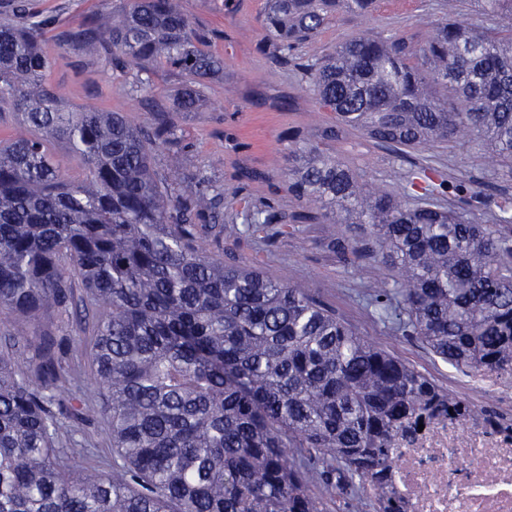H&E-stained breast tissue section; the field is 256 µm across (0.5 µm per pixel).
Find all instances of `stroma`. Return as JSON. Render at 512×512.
I'll use <instances>...</instances> for the list:
<instances>
[{
	"mask_svg": "<svg viewBox=\"0 0 512 512\" xmlns=\"http://www.w3.org/2000/svg\"><path fill=\"white\" fill-rule=\"evenodd\" d=\"M30 2L36 18L51 21L44 43L45 51L55 59L49 80L64 88L74 105L120 112L136 124L151 121L153 104L166 107L167 120L185 149L187 170L201 192L215 200L226 223L243 224L238 200L244 195L256 208L268 203L291 217L307 213V206L289 194L282 175L299 144L320 147L390 195L400 191L395 172L423 164L436 167L449 186L437 198L441 206L460 207L453 192L459 183L512 203V173L496 165L481 143L461 148L431 146L405 154L374 142L356 128L346 127L337 138H325V130L336 123L334 113L316 104L306 79L275 63L263 49L267 40L265 0H183L195 28L206 36L208 49L224 60L223 71L209 80L192 112L175 107L184 81L177 72L165 68L150 71L154 100L148 103L131 90L134 72L106 70L95 53L59 47L57 34L90 15L98 0ZM447 16L445 0H377L370 12L341 14L316 43L303 45L300 53L309 57L365 33L423 39ZM335 232L359 243L366 238L364 225L333 228L314 220L296 224L291 233L269 238L220 239L212 234L205 247L225 263L256 262L280 283L309 287L339 319L374 345L409 363L443 390L452 391L450 364L409 332L383 323L369 303L371 285L393 281V268L369 258L351 266L343 264L329 245ZM48 330L54 333L56 352L70 364L65 376L52 384V391L62 396L71 389L81 390L90 407L82 425L86 449L75 454L71 463L90 473L106 469L112 463V447L104 436L105 420L89 380L86 350L75 343L79 326L74 321L58 322L52 313L31 320V339Z\"/></svg>",
	"mask_w": 512,
	"mask_h": 512,
	"instance_id": "1",
	"label": "stroma"
}]
</instances>
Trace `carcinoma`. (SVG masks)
<instances>
[{"mask_svg":"<svg viewBox=\"0 0 512 512\" xmlns=\"http://www.w3.org/2000/svg\"><path fill=\"white\" fill-rule=\"evenodd\" d=\"M12 2L14 19L0 22V101L36 135L0 140V308L15 317L0 343V512H326L310 483L349 496L357 478L371 483L379 512H401L387 491L389 440L409 416L461 402L304 287L208 254V210L229 238L285 216L267 210L244 230L219 223L214 200L192 189L165 109L146 126L69 103L47 80L45 24L27 20L26 0ZM373 2L267 0L272 58L308 78L336 115L325 136L359 128L401 151L480 141L512 170V0H448V19L418 44L356 36L301 60L300 45ZM466 3L493 24H462ZM59 39L111 70L178 71L182 112L223 66L181 0H101ZM54 142L82 157V177L60 171ZM158 144L168 151L161 176ZM285 176L328 223L367 225L364 245L334 234L333 247L396 270L371 297L387 312L399 296L403 327L436 355L489 372L512 364L511 218L498 229L428 202L445 184L425 169L383 193L316 146ZM77 287L98 311L91 376L113 454L98 473L69 461L82 395L70 397L73 423L61 422L41 384L61 360L49 339L26 343L31 319L71 314Z\"/></svg>","mask_w":512,"mask_h":512,"instance_id":"carcinoma-1","label":"carcinoma"}]
</instances>
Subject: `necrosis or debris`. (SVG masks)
Wrapping results in <instances>:
<instances>
[{"mask_svg":"<svg viewBox=\"0 0 512 512\" xmlns=\"http://www.w3.org/2000/svg\"><path fill=\"white\" fill-rule=\"evenodd\" d=\"M464 383L498 410L440 412L391 441L388 489L403 512H512V366L468 371Z\"/></svg>","mask_w":512,"mask_h":512,"instance_id":"4bbe7bcc","label":"necrosis or debris"}]
</instances>
